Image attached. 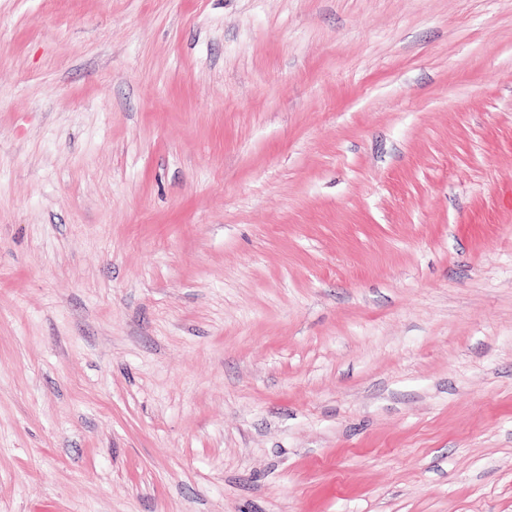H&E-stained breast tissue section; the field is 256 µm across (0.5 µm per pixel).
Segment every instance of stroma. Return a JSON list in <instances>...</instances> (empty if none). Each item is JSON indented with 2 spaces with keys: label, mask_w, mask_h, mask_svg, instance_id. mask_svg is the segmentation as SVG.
<instances>
[{
  "label": "stroma",
  "mask_w": 512,
  "mask_h": 512,
  "mask_svg": "<svg viewBox=\"0 0 512 512\" xmlns=\"http://www.w3.org/2000/svg\"><path fill=\"white\" fill-rule=\"evenodd\" d=\"M0 512H512V0H0Z\"/></svg>",
  "instance_id": "stroma-1"
}]
</instances>
